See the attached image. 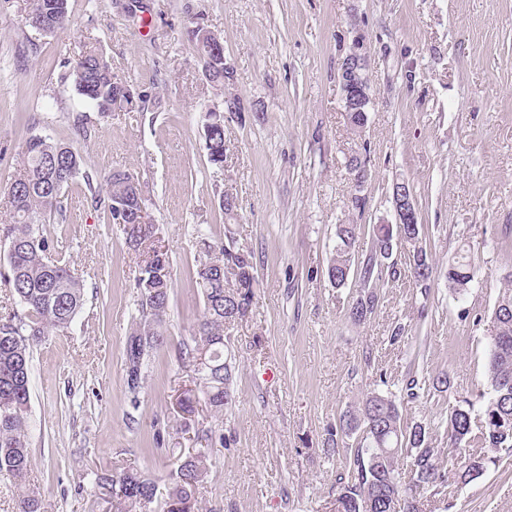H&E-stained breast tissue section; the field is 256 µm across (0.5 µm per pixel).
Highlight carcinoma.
Segmentation results:
<instances>
[{
  "label": "carcinoma",
  "mask_w": 512,
  "mask_h": 512,
  "mask_svg": "<svg viewBox=\"0 0 512 512\" xmlns=\"http://www.w3.org/2000/svg\"><path fill=\"white\" fill-rule=\"evenodd\" d=\"M42 20L52 23L51 34L67 20V0H29L25 21L31 28ZM74 84L103 115L133 108V102L115 85L116 75L103 52L87 48L73 69ZM224 115L209 112L205 126L213 127L205 142L209 162L217 165L216 154H224ZM81 157L70 145L32 137L23 155L24 174L6 189L11 221L0 225V243L7 249L8 283L22 306L21 313L0 323V475L10 479L21 492L20 512H48L40 492L26 488L30 467L27 432L29 374L31 348L53 332L71 325L84 305V285L66 265L49 255L50 244L46 224L57 209L61 194L77 178ZM352 176L369 173L367 147L352 153L347 161ZM145 209L141 196L135 194L130 177L117 171L110 178L107 210L114 224L123 225L129 243L142 249L144 259L138 265L135 288L139 292V319L125 347L126 369L143 370L145 361L163 341L159 313L168 308L171 273L166 254L155 244L154 225L135 240L128 225ZM360 224H338L335 244L326 268L329 281L344 288L349 281L360 284L362 294L349 309V317L360 324L376 312L381 296L373 284L395 280L402 275L393 259L399 234L408 239L410 273L424 295H429L433 279V259L427 249L428 225H372L373 247L358 261L353 252ZM234 268L233 278L222 284L213 281L208 272L216 254ZM473 279L471 265L458 260L448 267V289L460 294ZM195 284L204 301L203 319L184 345L182 359L196 360L200 341L209 338L214 354L213 364L224 363V321L242 320L248 316L256 296L258 279L250 251L234 242L208 246L205 259L195 271ZM493 334L486 377L491 392L480 412L474 404L452 408L448 414L450 447L460 456L455 476L465 482L477 479L496 455L512 453V289L505 290L493 311ZM234 367L210 377L204 375L194 389L180 400L182 413L196 410L193 391L202 393L205 406L215 414L224 412L232 403ZM356 442L353 457L345 472L336 479L337 512H423L421 502L411 494L413 489L444 484L439 473L433 436L420 422L402 421L399 405L391 393H367L353 409L340 416L338 424L327 430L323 448L331 454ZM479 444L488 449L487 457L465 455L466 448ZM409 463L412 486L405 487L398 479L399 461ZM209 456L200 448L180 460L170 477L163 512H197L196 490L207 471ZM98 483L112 492L123 505V512H143L157 492L156 481L137 471L117 468L98 477Z\"/></svg>",
  "instance_id": "obj_1"
}]
</instances>
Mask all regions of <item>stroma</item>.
<instances>
[{"mask_svg":"<svg viewBox=\"0 0 512 512\" xmlns=\"http://www.w3.org/2000/svg\"><path fill=\"white\" fill-rule=\"evenodd\" d=\"M28 0H0V190L24 172L31 137L73 145L80 178L51 217V252L82 281L85 304L33 349L30 486L49 512H115L99 474L130 464L167 485L180 457L207 448L199 512H336L343 457L324 455L325 430L367 392L419 397L400 405L424 422L447 477V512H512V456L472 482L456 480L448 414L489 389L491 315L512 286V0H68V25L42 34ZM223 41L226 90L206 82L191 32ZM368 55L372 104L362 132L343 107L340 66L355 40ZM99 47L132 90L133 109L101 115L75 88L86 45ZM237 97L224 124V166L208 160L203 111ZM371 173L355 189L346 161L359 144ZM140 183L172 275L164 340L131 397L123 351L137 315V259L103 199L113 171ZM407 183L435 264L429 295L411 278L378 283L363 324L348 312L357 284L325 268L339 224L393 220ZM360 191L364 210L349 200ZM238 204L227 215L221 194ZM233 237L251 251L259 287L228 330L238 371L224 415L184 422L177 405L192 369L179 353L203 317L193 286L201 239ZM468 259L469 290L452 296L448 266ZM404 342L391 344L395 323ZM449 372L439 392L434 378ZM212 429L231 440L202 444Z\"/></svg>","mask_w":512,"mask_h":512,"instance_id":"obj_1","label":"stroma"}]
</instances>
